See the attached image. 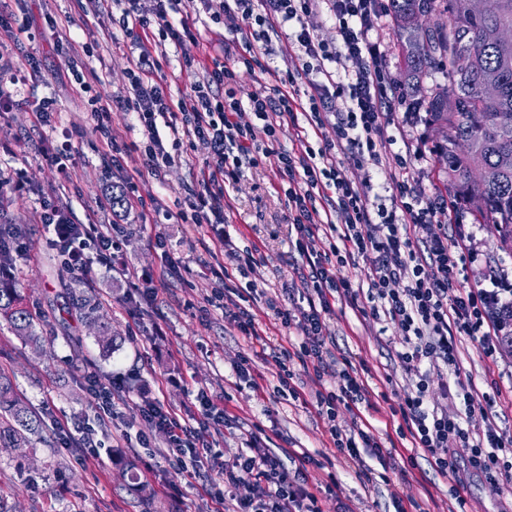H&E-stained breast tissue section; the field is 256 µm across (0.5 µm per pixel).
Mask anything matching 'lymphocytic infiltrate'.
I'll return each mask as SVG.
<instances>
[{"label":"lymphocytic infiltrate","mask_w":512,"mask_h":512,"mask_svg":"<svg viewBox=\"0 0 512 512\" xmlns=\"http://www.w3.org/2000/svg\"><path fill=\"white\" fill-rule=\"evenodd\" d=\"M127 2L125 17L137 19L153 42L180 46L194 40L187 21L168 19L178 0H154L149 17L139 14L137 0ZM233 2L245 26L247 54L241 62L248 71L273 75L272 87H261L249 100H241L234 90L236 71L217 65L174 102L154 83L161 63L145 49L127 70L128 95L101 94L99 77L78 75V92L87 100L95 132L107 148H114L113 113L135 114L144 136V166L154 174L173 162L171 147L197 139L209 143L212 156L202 171L196 201L190 211L176 214L181 224L223 223L224 184L237 180L243 166L268 163L285 178L288 221L300 258L295 271L306 303L291 308L272 301L268 308L280 327L300 330L306 341L277 357V377L289 398L299 402L303 396L293 384L295 366L319 378L339 376L338 389L317 393L316 403L334 448L357 467L359 476L371 475L366 458L384 466L393 454L357 412L368 399V383L347 357L336 354L326 335V319L333 315L335 301L354 307L363 296L373 319L398 328V358L415 376L404 397L388 406L398 420V436L411 444L406 464L414 465L416 452L427 453L436 473L456 485L464 484L471 471L493 482L511 476L512 434L490 422L475 428L467 420L479 399L472 381L461 377L458 342L471 339L491 360L512 343V275L494 270L476 287H458L460 275L478 258L472 233L464 225L448 223L449 210L461 212L465 206L427 194L404 179L411 158L390 150L394 138L388 129L395 115L408 109V95L385 66L379 44L369 38L375 22L388 15L390 0ZM321 3L333 22L335 40L320 38L306 21ZM291 21L296 24L288 36L296 49L295 67L275 75L268 64L271 35ZM300 77L311 89L305 99L295 88ZM328 124L334 128V141L313 147L309 131ZM290 127L296 131V147L278 148ZM343 157L357 167L371 161L398 170L389 199L372 195L370 181L345 177L339 163ZM320 199L331 200V210L319 212ZM37 221L50 232L53 249L72 272L86 276L97 266L119 268L123 238L114 225L75 223L70 208L49 200L41 202ZM430 224L441 225V232L423 235ZM219 245L228 261L208 267L215 286L204 299L217 309L230 290L233 271L256 263L252 251L233 249L229 237H220ZM358 259L365 263L364 291L336 275L337 267ZM434 374L452 379L439 403L429 398ZM139 412L188 479H200V430L155 400L143 401ZM240 439L242 449L224 463L219 503L231 504V512H321L318 490L304 473L289 474L257 434L244 433ZM244 484L250 492L242 496L238 489Z\"/></svg>","instance_id":"lymphocytic-infiltrate-1"}]
</instances>
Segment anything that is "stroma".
I'll return each instance as SVG.
<instances>
[{
	"mask_svg": "<svg viewBox=\"0 0 512 512\" xmlns=\"http://www.w3.org/2000/svg\"><path fill=\"white\" fill-rule=\"evenodd\" d=\"M123 8L122 0H104L95 13L85 10L80 0H0V13L25 21L36 35L32 41L4 39L0 55L18 68L26 67L29 55L44 59L42 75L22 88L21 105L0 118V141L6 145L0 152V166L26 170L31 184L29 193L0 200V224L21 227L12 251L15 281L30 308L40 314L38 329L47 339L43 353H32L0 321V370L12 376L20 394L46 421L41 437H27L12 448L0 447V497L16 512H216L214 494L224 486V462L240 446L234 430L220 419L208 420L204 439L209 450L201 455L204 477L199 483L188 481L162 448L141 445L142 439L154 437L138 414L143 400L160 401L193 425L201 417L196 394L204 391L235 415L238 429L275 431L271 451L285 448L314 458L308 468L313 483L324 485L337 477L341 494L324 500L325 512H336L340 501L350 512H394L393 501L398 497L417 500L425 512H497L501 501L512 496L511 481L473 476L458 495L422 455L409 470L401 458H394L384 478L365 483L356 466L332 448L313 402L316 392L335 388L336 378L320 379L299 367L294 383L304 393L305 403L287 400L279 392L272 357L300 344L299 331L276 328L271 318L263 316L260 326L265 339L253 342L240 335L223 311L204 310L203 299L213 288L205 267L213 261L211 250L220 230L230 235L238 249L258 250V263L250 276L235 279L239 286L256 280L263 289L265 296L257 300V309H265L269 298L282 304L301 302L292 287L298 254L291 243L284 199L274 191L280 180L274 168L247 167L236 181L225 184L224 222L216 230L206 224H153L137 208L100 209L103 195L122 185L125 175L136 172L141 175L142 194L152 196L154 205L189 209L210 152L206 142L197 140L184 147L180 160L160 175L145 173L137 148L142 129L133 115L118 114L114 125L125 148L116 165L104 163L88 106L76 93L72 74L56 48L68 43L78 48L79 71L97 72L103 93L127 94L125 70L141 46L135 29L118 24ZM49 16L64 18L58 32L44 31ZM184 17L197 42L180 49L167 46L162 68L154 74L175 99L202 77L201 72L182 69L183 55L201 57L209 64L224 61L225 45L244 46L237 14L225 13L222 23L216 24L183 0L179 12L170 13L169 19L176 23ZM44 97L55 99L59 127L73 132L74 175L68 181L60 179L41 153L52 131L36 123L31 104ZM394 136V151L410 152L414 158L410 177L426 191L446 192L447 175L431 151L437 133L426 114L401 122ZM47 197L69 206L77 223L97 220L121 225L123 261L129 270L153 273L152 285L161 298L158 306L142 302L130 279L100 267L75 280L49 249L46 228L35 220ZM464 222L476 238L479 257L459 277L458 287L479 284L492 267L512 273V252L500 247L492 226L470 214ZM171 257L177 259L178 267L170 272L166 263ZM77 285L90 297L91 306L70 317L62 308L68 301L67 289ZM101 322L111 326L116 338V347L109 353L102 352L96 342ZM327 333L356 368L370 370L371 406L363 414L378 431H385V417L377 413V406L383 397L403 395L411 382L397 358L396 329L339 303L327 322ZM246 356L262 376L264 396H257L236 376V366ZM91 373L120 377L122 391L115 401L117 416L99 428V458L84 466L78 462L77 450L66 447L59 425L68 421L97 426V408L85 383ZM128 457L136 460L135 473L124 467ZM461 497L466 500L462 506L457 503Z\"/></svg>",
	"mask_w": 512,
	"mask_h": 512,
	"instance_id": "obj_1",
	"label": "stroma"
}]
</instances>
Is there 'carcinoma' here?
Segmentation results:
<instances>
[{
    "label": "carcinoma",
    "mask_w": 512,
    "mask_h": 512,
    "mask_svg": "<svg viewBox=\"0 0 512 512\" xmlns=\"http://www.w3.org/2000/svg\"><path fill=\"white\" fill-rule=\"evenodd\" d=\"M471 0H391L399 30L403 81L412 108L426 112L438 133L433 150L446 163L448 190L467 201L474 215L494 227L502 249L512 251V0H497L495 12H475ZM443 72L448 85L415 97L423 79ZM15 224H0V263L11 262L9 241ZM0 316L22 344L44 351L37 316L20 289L0 281ZM101 349H113L115 337L98 325ZM44 420L20 397L10 375L0 372V446L23 435L38 436Z\"/></svg>",
    "instance_id": "cac0c4a2"
}]
</instances>
